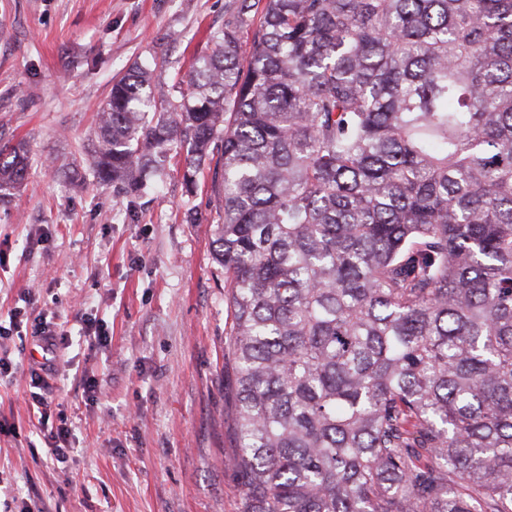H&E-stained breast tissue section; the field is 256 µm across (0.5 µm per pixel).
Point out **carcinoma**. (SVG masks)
Instances as JSON below:
<instances>
[{
  "label": "carcinoma",
  "mask_w": 512,
  "mask_h": 512,
  "mask_svg": "<svg viewBox=\"0 0 512 512\" xmlns=\"http://www.w3.org/2000/svg\"><path fill=\"white\" fill-rule=\"evenodd\" d=\"M230 2L187 90L112 81L92 171L212 174L240 512H512V0Z\"/></svg>",
  "instance_id": "1"
}]
</instances>
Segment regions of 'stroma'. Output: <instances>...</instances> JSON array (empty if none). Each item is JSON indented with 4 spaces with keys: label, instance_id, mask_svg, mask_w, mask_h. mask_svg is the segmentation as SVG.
<instances>
[{
    "label": "stroma",
    "instance_id": "35a3bbf8",
    "mask_svg": "<svg viewBox=\"0 0 512 512\" xmlns=\"http://www.w3.org/2000/svg\"><path fill=\"white\" fill-rule=\"evenodd\" d=\"M229 0H0V141L26 145L24 183L0 200V319L43 316L108 341L72 345L53 394L74 448L52 459L30 422L29 363L43 352L0 335V512H238L226 459L235 445L224 274L212 235L222 209L210 177L185 195L172 160L132 199L96 183V108L133 61L184 77L228 20ZM201 221L187 223L186 210ZM96 382L94 398L73 377Z\"/></svg>",
    "mask_w": 512,
    "mask_h": 512
}]
</instances>
